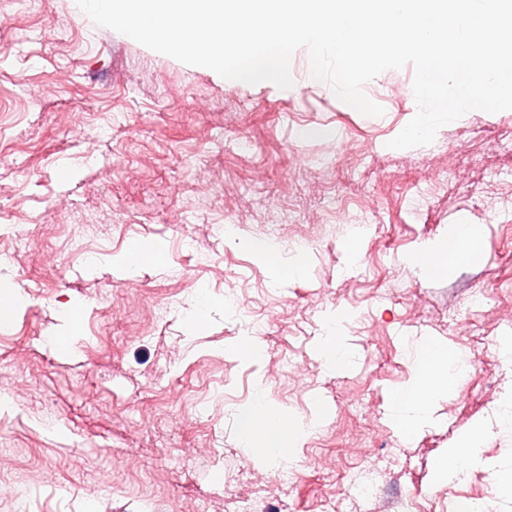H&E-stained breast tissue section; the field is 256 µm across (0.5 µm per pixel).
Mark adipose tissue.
I'll return each instance as SVG.
<instances>
[{
	"label": "adipose tissue",
	"mask_w": 512,
	"mask_h": 512,
	"mask_svg": "<svg viewBox=\"0 0 512 512\" xmlns=\"http://www.w3.org/2000/svg\"><path fill=\"white\" fill-rule=\"evenodd\" d=\"M480 235V230L474 225H452L446 237L421 247L411 260L429 272L447 269L449 264L476 252ZM416 363L414 381L396 394L402 413L399 428L406 434L416 432L430 420L438 399L450 393L457 382L453 373L457 363L455 354L432 342L424 340L419 343ZM237 427L239 440L246 444L251 459L260 462L273 460L280 464L295 458L297 445L307 432L297 419L271 410L260 395L239 411Z\"/></svg>",
	"instance_id": "obj_1"
}]
</instances>
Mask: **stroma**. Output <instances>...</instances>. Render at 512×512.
<instances>
[{"instance_id":"stroma-1","label":"stroma","mask_w":512,"mask_h":512,"mask_svg":"<svg viewBox=\"0 0 512 512\" xmlns=\"http://www.w3.org/2000/svg\"><path fill=\"white\" fill-rule=\"evenodd\" d=\"M291 73L287 89L232 83L95 25L76 0H0V293L22 297L0 329V512L19 497L28 512H239L243 496L317 512L379 457L376 495L350 512H393L405 494L460 512L487 493L512 512V427L495 416L512 367L478 345L512 336V110H472L432 144L393 149L417 111L412 66L377 76L378 117L315 79L307 48ZM334 193L352 210L325 209ZM460 222L482 229L474 258L433 273L408 262ZM274 224L305 240L301 274L248 250ZM132 241L156 254L128 270ZM229 291L268 324L260 360L238 349ZM175 293L188 309L158 318ZM337 311L354 359L333 374L320 338ZM420 340L469 371L407 436L393 396ZM260 382L273 407L321 419L295 479L251 461L224 412ZM476 432L480 464L449 485L439 463Z\"/></svg>"}]
</instances>
